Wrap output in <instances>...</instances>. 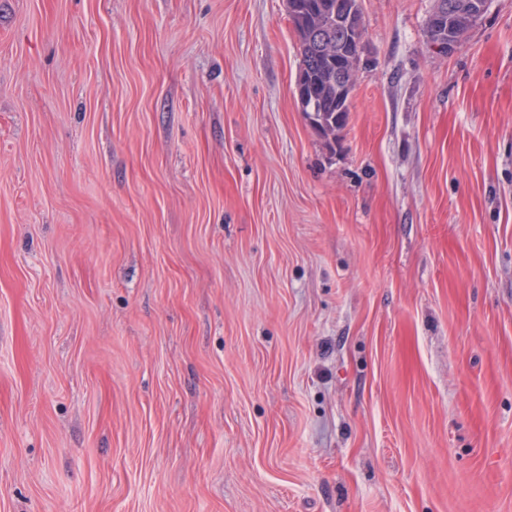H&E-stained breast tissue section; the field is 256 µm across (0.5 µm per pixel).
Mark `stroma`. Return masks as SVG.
Returning <instances> with one entry per match:
<instances>
[{
  "label": "stroma",
  "mask_w": 512,
  "mask_h": 512,
  "mask_svg": "<svg viewBox=\"0 0 512 512\" xmlns=\"http://www.w3.org/2000/svg\"><path fill=\"white\" fill-rule=\"evenodd\" d=\"M0 0V512H512V0ZM340 1H320L329 4L328 17H324V23L331 21L332 24L336 25L333 14L336 17L337 13H342L341 18L337 20L340 27L336 26V41L333 39V26L329 23L316 25L310 33L313 21L308 16V12L291 18L298 35L301 56L297 83L300 84V78L303 75L305 80L302 85L307 96L306 106H315L317 116L321 115L326 121L328 131L323 132L326 135H336V131H340L346 125L345 120L336 123V111L339 107L337 91L340 99L347 97L349 102L352 93V81L356 76V61L362 46L361 41L350 52L345 46L346 36L343 35V32L346 30L349 33L350 16L346 15L345 6ZM335 5L336 9L334 10ZM309 34L315 45L323 52L332 53L336 42V56L331 57L326 53L316 52L314 44L309 41ZM335 59L336 80L333 76ZM304 65L307 69L304 68ZM447 10V5L443 1H436L435 8L432 11L429 21L428 27L434 33L437 34L439 40L433 43L436 49H440L441 51H446L447 53L452 51L456 46L457 42L453 38L446 37L444 33H442V28L444 26V17ZM447 2H451L455 11H460L465 8L467 3L471 0H446ZM483 0H479L478 2H474L471 7L467 10L460 11L458 13V20L461 28L469 29L473 27L481 18L483 11L485 9V4L482 2Z\"/></svg>",
  "instance_id": "35a3bbf8"
}]
</instances>
